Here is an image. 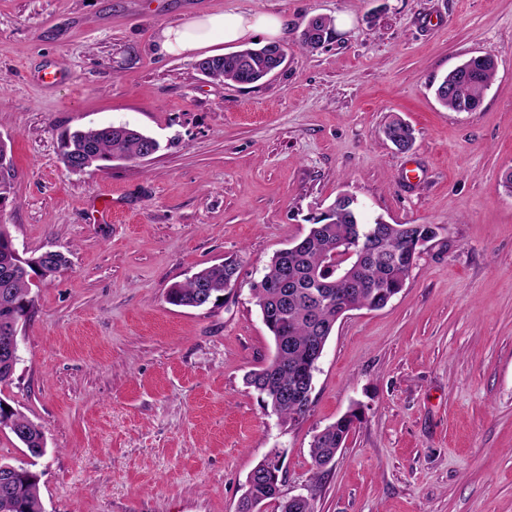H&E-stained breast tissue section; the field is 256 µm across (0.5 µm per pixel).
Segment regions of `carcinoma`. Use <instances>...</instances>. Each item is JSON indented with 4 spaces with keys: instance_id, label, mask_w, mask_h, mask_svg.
I'll list each match as a JSON object with an SVG mask.
<instances>
[{
    "instance_id": "1",
    "label": "carcinoma",
    "mask_w": 512,
    "mask_h": 512,
    "mask_svg": "<svg viewBox=\"0 0 512 512\" xmlns=\"http://www.w3.org/2000/svg\"><path fill=\"white\" fill-rule=\"evenodd\" d=\"M317 35L301 34L298 45L305 51L320 48L335 34L333 21L321 18ZM209 77L224 83L254 84L272 69L265 47L247 48L235 53L206 58ZM497 62L488 56L482 62L473 61L450 71L438 83V100L454 112H473L481 104L494 79ZM392 131L402 145L411 147L413 132L393 119L382 132ZM160 148L154 138L128 125H102L86 130L61 134L59 153L65 167H78L85 172L100 169L112 160L136 161L143 152ZM426 232L423 224H386L381 218L366 222L353 199L336 200L312 221L308 233L293 245L276 252L264 269L261 279L253 284L252 295L262 321L275 345L274 358L267 366L248 373L245 383L257 393L264 410L286 425L304 418L311 409V398L295 391L300 380L313 365L312 347L326 344L343 309H380L403 288L412 271V249L416 238ZM11 235L6 225H0V274L16 267V274L5 281L0 277V342L12 333L11 321L21 312L33 313L30 296L31 265L20 268L8 247ZM357 251L358 268L351 283L336 282V269L330 253L338 245ZM238 264L226 259L206 266L195 276L175 283L168 289L166 300L178 307L203 308L216 304L224 292L235 285ZM324 280L334 281L336 296L319 305L312 303L311 294ZM0 415L11 421L10 433L26 448L32 458L16 465L19 473L7 482H0V512H44L39 496L40 475L33 470V459L41 457L46 448L41 427L14 408L0 406ZM361 420L354 408L325 427V432L312 440L310 455L316 472L327 466L336 449L347 442ZM253 492L265 500L277 502L280 512H315L308 501L288 503L281 491L255 481Z\"/></svg>"
}]
</instances>
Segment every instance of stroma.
<instances>
[{"label": "stroma", "mask_w": 512, "mask_h": 512, "mask_svg": "<svg viewBox=\"0 0 512 512\" xmlns=\"http://www.w3.org/2000/svg\"><path fill=\"white\" fill-rule=\"evenodd\" d=\"M206 11L283 16L285 63L237 85L160 53L164 25ZM315 15L335 36L310 53ZM474 55L498 62L482 104L442 106L437 83ZM56 64L68 80L43 85ZM395 117L408 151L382 133ZM109 123L160 150L68 171L60 133ZM0 140L15 169L0 224L19 252L70 261L33 287L0 385L46 435L44 512H236L274 448L283 497L316 512H512V0H0ZM344 192L438 235L385 308L337 321L310 413L282 426L244 383L274 353L251 287ZM228 258L222 305L166 302ZM356 407L315 472L314 435ZM320 17H322L321 22L317 24ZM315 26L319 34L315 36L307 35L315 32ZM301 33L298 38V45L305 51L313 52L320 48V42H322V40L328 42L333 38V35L335 34V29L333 27V21L331 19L316 15L309 19Z\"/></svg>", "instance_id": "stroma-1"}]
</instances>
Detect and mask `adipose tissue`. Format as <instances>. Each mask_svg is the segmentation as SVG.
Masks as SVG:
<instances>
[{
  "label": "adipose tissue",
  "instance_id": "1",
  "mask_svg": "<svg viewBox=\"0 0 512 512\" xmlns=\"http://www.w3.org/2000/svg\"><path fill=\"white\" fill-rule=\"evenodd\" d=\"M259 33L272 41L281 39L285 33L284 19L269 13H204L186 23L163 27L159 45L167 55H191L210 47L217 39L237 43Z\"/></svg>",
  "mask_w": 512,
  "mask_h": 512
}]
</instances>
